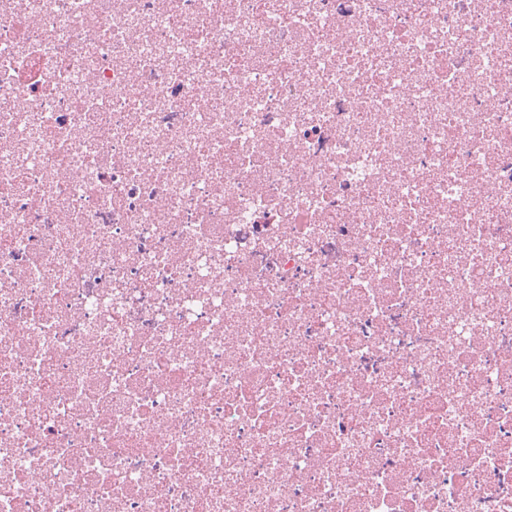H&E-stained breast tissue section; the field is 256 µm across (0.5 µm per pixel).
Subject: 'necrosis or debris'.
I'll list each match as a JSON object with an SVG mask.
<instances>
[{
	"label": "necrosis or debris",
	"mask_w": 512,
	"mask_h": 512,
	"mask_svg": "<svg viewBox=\"0 0 512 512\" xmlns=\"http://www.w3.org/2000/svg\"><path fill=\"white\" fill-rule=\"evenodd\" d=\"M0 512H512V0H0Z\"/></svg>",
	"instance_id": "1"
}]
</instances>
